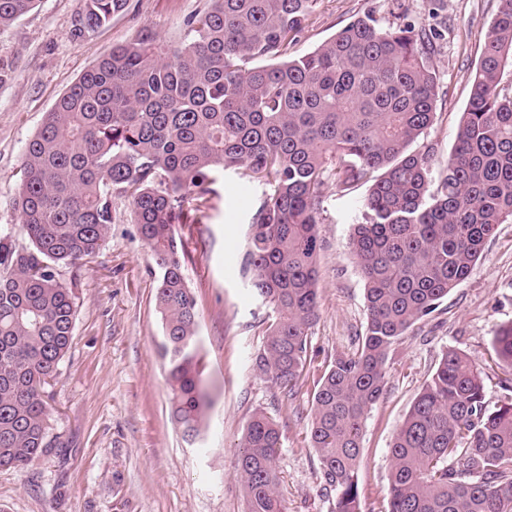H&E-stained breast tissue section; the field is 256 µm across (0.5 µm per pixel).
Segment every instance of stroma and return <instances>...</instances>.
Masks as SVG:
<instances>
[{"mask_svg": "<svg viewBox=\"0 0 512 512\" xmlns=\"http://www.w3.org/2000/svg\"><path fill=\"white\" fill-rule=\"evenodd\" d=\"M206 0H130L129 8L79 38L84 0H40L0 30V232H19L13 200L29 140L45 115L112 47L142 29L167 45L181 42L185 17ZM499 0H317L293 55L312 51L365 11L379 25L398 18L437 28L442 37L425 55L438 77L436 117L423 144L446 161L455 142ZM210 207L198 222L176 227L178 255L201 312L199 341L207 372L209 426L185 440L172 420L156 310L159 271L137 227L131 200L113 195L116 221L105 246L85 265L61 263L76 316L71 346L47 387L50 448L23 469L0 470V512H244L236 445L255 411L275 418L282 445L277 467L288 512H329L318 462L306 438L312 383L293 398L260 375L253 355L275 314L253 293L243 272L248 224L269 187L237 171L218 173ZM368 193L328 186L319 226V317L311 329L318 361L353 351L366 324L364 281L347 246ZM486 257L412 326L387 364V384L367 416L358 471L370 512H384L390 443L415 396L447 348L464 351L485 369L486 397L497 401L502 370H489L492 339L512 326V224L500 225Z\"/></svg>", "mask_w": 512, "mask_h": 512, "instance_id": "stroma-1", "label": "stroma"}]
</instances>
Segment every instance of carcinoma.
I'll return each mask as SVG.
<instances>
[{"instance_id":"cac0c4a2","label":"carcinoma","mask_w":512,"mask_h":512,"mask_svg":"<svg viewBox=\"0 0 512 512\" xmlns=\"http://www.w3.org/2000/svg\"><path fill=\"white\" fill-rule=\"evenodd\" d=\"M130 0H84L76 36L106 25ZM316 0H209L171 49L144 30L115 46L46 114L28 142L15 198L28 245L0 234V469L50 447L44 388L70 348L72 289L54 265L93 259L131 198V222L160 270L171 413L200 435L206 366L200 311L177 257L176 225L207 207L228 169L270 186L251 216L244 267L276 314L253 365L292 396L312 379L307 435L330 512H364L358 463L364 422L382 396L394 346L484 257L512 224V0L499 8L454 146L433 184L437 75L421 47L432 30L382 28L369 11L314 50L288 59ZM38 0H0V29ZM267 65H257V60ZM331 183L369 185L349 248L364 280L365 334L320 366V203ZM508 378L495 403L484 372L445 350L393 435L386 512H512V327L492 343ZM279 423L258 410L237 453L246 512H287L276 470Z\"/></svg>"}]
</instances>
